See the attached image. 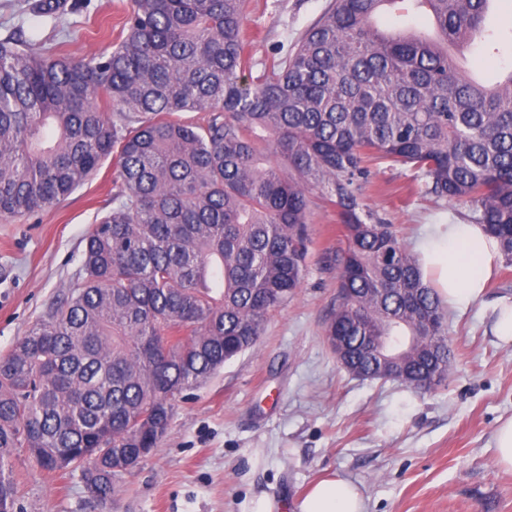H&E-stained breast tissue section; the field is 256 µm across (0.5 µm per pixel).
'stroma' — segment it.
Returning <instances> with one entry per match:
<instances>
[{
	"mask_svg": "<svg viewBox=\"0 0 512 512\" xmlns=\"http://www.w3.org/2000/svg\"><path fill=\"white\" fill-rule=\"evenodd\" d=\"M15 2L0 0V38L19 28L34 47L80 60L118 40L129 0H89L59 19L17 13ZM326 3L250 0L248 52L261 61L294 43ZM489 25L495 43L458 56L463 75L488 84L512 69V0H494ZM115 165L108 157L51 207L0 218V355L75 279L86 234L113 207ZM357 195L410 244L424 225L465 224L471 212L424 194L403 167L370 176ZM312 220L298 294L271 314L257 350L176 398L158 448L116 483L112 512H247L261 496L297 512L313 484L334 476L360 489L367 512H512V473L495 448L497 428L512 418V345L491 332L496 305L512 300V267L499 268L466 310H449L453 370L436 391L362 379L337 362L325 336L337 271L324 256L343 226L318 198ZM11 469L21 512H102L80 471L45 472L24 448Z\"/></svg>",
	"mask_w": 512,
	"mask_h": 512,
	"instance_id": "35a3bbf8",
	"label": "stroma"
}]
</instances>
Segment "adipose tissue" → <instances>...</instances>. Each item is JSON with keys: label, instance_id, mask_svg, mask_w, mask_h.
Here are the masks:
<instances>
[{"label": "adipose tissue", "instance_id": "adipose-tissue-1", "mask_svg": "<svg viewBox=\"0 0 512 512\" xmlns=\"http://www.w3.org/2000/svg\"><path fill=\"white\" fill-rule=\"evenodd\" d=\"M415 250L424 275L448 305L465 308L478 301L501 261L499 245L479 224H431ZM298 512H365L359 489L336 477L314 484Z\"/></svg>", "mask_w": 512, "mask_h": 512}]
</instances>
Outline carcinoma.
<instances>
[{
	"label": "carcinoma",
	"mask_w": 512,
	"mask_h": 512,
	"mask_svg": "<svg viewBox=\"0 0 512 512\" xmlns=\"http://www.w3.org/2000/svg\"><path fill=\"white\" fill-rule=\"evenodd\" d=\"M381 2L329 0L257 76L248 0H131L120 41L81 60L0 39V217L65 199L117 157L116 206L77 277L0 356V512H18L17 448L111 499L174 399L255 349L301 288L314 191L344 228L325 253L338 279L325 335L348 337L352 358L370 336H416L409 386L447 381V308L356 184L410 169L426 194L475 204L512 266V71L490 88L448 54L489 36L492 0H416L438 41L379 28ZM21 8L64 14L61 0Z\"/></svg>",
	"instance_id": "cac0c4a2"
}]
</instances>
